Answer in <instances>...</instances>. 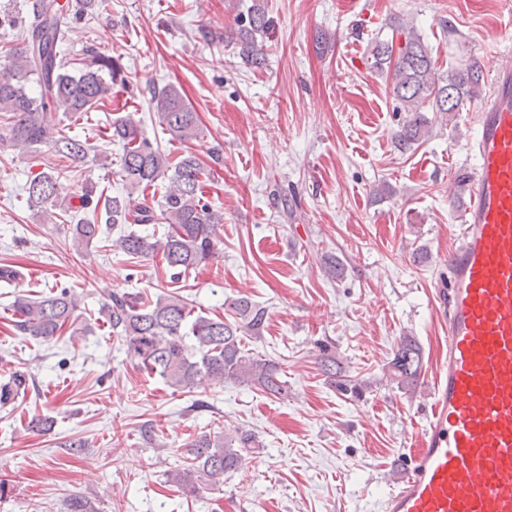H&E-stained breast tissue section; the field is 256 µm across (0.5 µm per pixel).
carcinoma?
<instances>
[{"label":"carcinoma","mask_w":512,"mask_h":512,"mask_svg":"<svg viewBox=\"0 0 512 512\" xmlns=\"http://www.w3.org/2000/svg\"><path fill=\"white\" fill-rule=\"evenodd\" d=\"M94 0H34L32 21L21 45L0 54V114L6 116V139L18 150L45 145L71 163H81L91 151L76 136L66 134L58 113L78 118L95 105L112 100L114 86H128L122 68L112 57L88 50L90 60L76 70L66 69L59 59L60 45L67 39L72 20L88 10ZM272 20L264 0H252L237 19L229 38L238 47L245 64L260 69L265 65L257 36L268 33ZM374 66L386 72L399 111L405 113L393 136L394 147L407 152L428 140L433 121L447 126L455 122L467 103L482 94L485 84L482 65L473 56L443 76L428 45L415 29L405 23L393 25L391 37L377 41L371 49ZM35 82L39 93L29 90ZM455 100L448 103V90ZM150 106L158 124L173 138L190 143L200 135L199 117L182 98L179 89L167 85L150 92ZM110 140L122 147L118 174L134 188L151 187L166 181L163 194L109 196L95 182L84 183L75 198L79 205L61 201L57 177L41 172L26 181L29 205H47L63 211L83 213L70 225L69 237L77 244L112 241L111 247L132 259L161 256L172 276L213 259L219 250L216 230L224 213L212 208L203 195V165L193 153L173 160L144 136L134 114L110 124ZM162 222L167 232L157 238L139 230L146 224ZM118 236L109 239L112 232ZM18 332L34 339H50L73 322L78 299L67 288L38 298L16 297L12 303ZM229 316L211 318L194 313V307L176 292H162L155 298L138 293L112 292L102 313L127 356L149 375L174 389H191L204 384L235 382L256 387L275 398L288 395L281 380L280 365L250 355L242 346L246 335L259 336L267 321L266 308L239 297L228 302ZM323 373L338 389L358 398L362 386L343 374L336 352L329 343L319 344ZM423 365L422 349L413 336L400 338L388 362V374L401 389L417 384ZM26 389L22 375L0 386V403L6 404ZM252 435L235 437L203 434L189 445L183 466L170 473L187 496L195 495L199 482L224 484V474L245 465Z\"/></svg>","instance_id":"1"}]
</instances>
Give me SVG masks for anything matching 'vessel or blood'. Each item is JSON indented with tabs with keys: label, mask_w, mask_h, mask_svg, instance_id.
Wrapping results in <instances>:
<instances>
[{
	"label": "vessel or blood",
	"mask_w": 512,
	"mask_h": 512,
	"mask_svg": "<svg viewBox=\"0 0 512 512\" xmlns=\"http://www.w3.org/2000/svg\"><path fill=\"white\" fill-rule=\"evenodd\" d=\"M492 87L448 250L445 376L384 512H512V68L495 70Z\"/></svg>",
	"instance_id": "obj_1"
}]
</instances>
